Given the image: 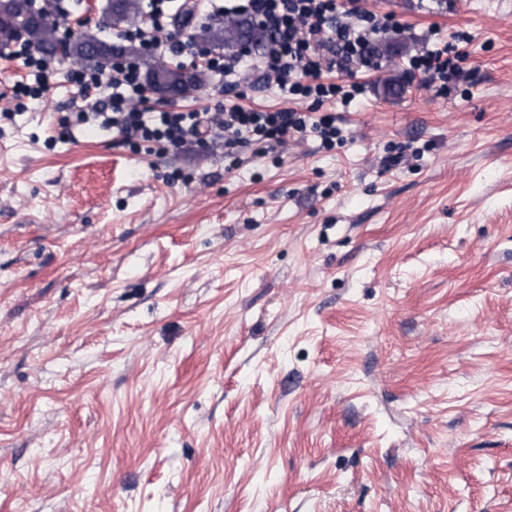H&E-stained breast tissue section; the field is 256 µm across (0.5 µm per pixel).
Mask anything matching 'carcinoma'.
I'll return each instance as SVG.
<instances>
[{
  "label": "carcinoma",
  "instance_id": "1",
  "mask_svg": "<svg viewBox=\"0 0 512 512\" xmlns=\"http://www.w3.org/2000/svg\"><path fill=\"white\" fill-rule=\"evenodd\" d=\"M25 0H0V54L14 41L16 29L24 33L27 44L36 48L48 59L63 52L84 67L101 72L112 69L118 58H136L140 49L121 40L108 41L99 38L91 29L72 41H65L58 35L53 23L35 21L28 17ZM140 0H108V17L112 28L121 30L138 22L141 16ZM253 18L245 15H226L220 19L208 18L191 34L197 41L206 39L211 49L227 54H239V44ZM145 80L149 89L162 98L183 97L201 87L207 80L206 72L196 67L153 65L146 70Z\"/></svg>",
  "mask_w": 512,
  "mask_h": 512
}]
</instances>
